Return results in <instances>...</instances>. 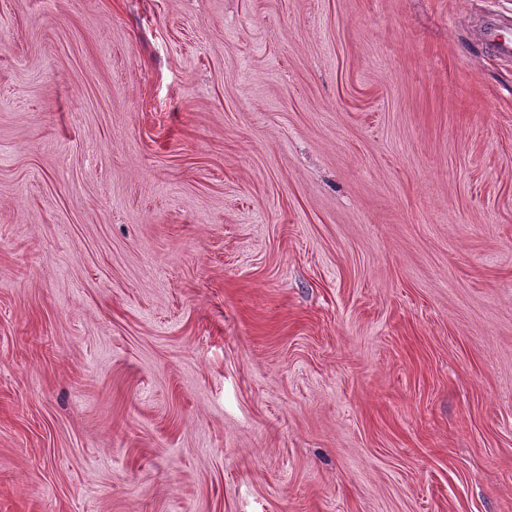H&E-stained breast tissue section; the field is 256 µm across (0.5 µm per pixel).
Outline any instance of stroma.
Masks as SVG:
<instances>
[{
  "mask_svg": "<svg viewBox=\"0 0 512 512\" xmlns=\"http://www.w3.org/2000/svg\"><path fill=\"white\" fill-rule=\"evenodd\" d=\"M512 0H0V512H512Z\"/></svg>",
  "mask_w": 512,
  "mask_h": 512,
  "instance_id": "35a3bbf8",
  "label": "stroma"
}]
</instances>
